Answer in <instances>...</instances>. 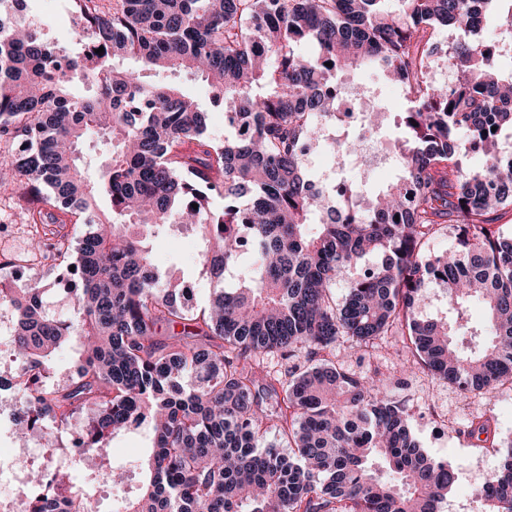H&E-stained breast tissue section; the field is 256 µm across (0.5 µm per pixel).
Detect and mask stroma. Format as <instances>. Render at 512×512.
<instances>
[{
  "label": "stroma",
  "mask_w": 512,
  "mask_h": 512,
  "mask_svg": "<svg viewBox=\"0 0 512 512\" xmlns=\"http://www.w3.org/2000/svg\"><path fill=\"white\" fill-rule=\"evenodd\" d=\"M29 14L42 26L46 39L79 54L82 19L72 0H30ZM360 83L379 91L385 116L379 135L382 141H394L405 135L402 117L410 104L397 93L394 82L379 71L359 74ZM32 237L21 210L10 193L0 191V260L25 255ZM154 261L160 271L178 270L194 287L191 305L201 309L209 305L219 282L204 273L200 263L201 242L195 231L168 227L150 238ZM408 353L401 337L387 336L368 351H359L350 340L340 338L336 357L358 374L380 372L396 379L392 395L412 416L411 429L421 449L430 457L446 461L455 481L440 501L438 512H480L474 492L500 464L507 446L512 445V385L490 392H463L424 369L407 372ZM490 417L496 447L475 450L467 434L471 419Z\"/></svg>",
  "instance_id": "stroma-1"
}]
</instances>
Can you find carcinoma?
<instances>
[{"instance_id":"obj_1","label":"carcinoma","mask_w":512,"mask_h":512,"mask_svg":"<svg viewBox=\"0 0 512 512\" xmlns=\"http://www.w3.org/2000/svg\"><path fill=\"white\" fill-rule=\"evenodd\" d=\"M387 2L73 0L88 41L72 56L44 38L27 0H0V140L26 146L0 185L43 224L33 247L52 250L56 271L78 283L63 289L76 316L62 318L39 281L16 290L0 276L20 362L17 432L30 438L47 421L73 439L52 448L63 460L32 470L48 491L28 512H79L89 494L65 459L100 458L143 425L153 449L133 460L144 479L124 512H437L452 469L420 451L386 379L353 373L333 351L341 336L361 351L402 336L416 363L462 390L512 384V236L497 225L512 209V162L500 159L512 73L473 26L501 5L511 20L512 0ZM448 30L450 90L430 79L435 38ZM367 66L411 108L398 174L361 212L365 185L342 176L322 190L303 155L322 137L316 118L337 119L338 74ZM183 73L224 111V141L170 80ZM91 133L112 141L96 179L78 156ZM473 149L480 168L463 163ZM101 193L107 215L95 208ZM67 220L87 227L74 245L50 228ZM174 224L199 235L217 280L250 260L251 273L207 310L188 306L181 278L159 284L148 238ZM444 224L457 225L456 242L432 256ZM361 263L337 302L340 274ZM431 284L448 296L445 317L419 314ZM475 299L488 332L473 346ZM163 325L183 330L162 342ZM68 346L78 372L47 382ZM277 351L304 352L287 379L261 365ZM274 428L288 453L267 442ZM468 433L477 448L496 447L489 418L474 417ZM475 498L512 512V446Z\"/></svg>"}]
</instances>
